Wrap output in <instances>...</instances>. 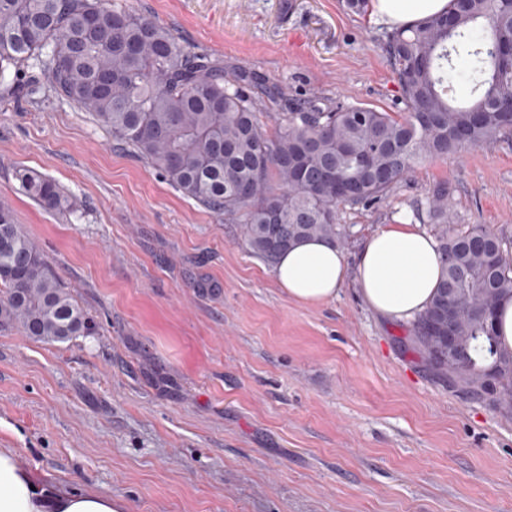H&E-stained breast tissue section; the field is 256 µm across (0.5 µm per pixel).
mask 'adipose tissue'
I'll use <instances>...</instances> for the list:
<instances>
[{
  "label": "adipose tissue",
  "instance_id": "1",
  "mask_svg": "<svg viewBox=\"0 0 512 512\" xmlns=\"http://www.w3.org/2000/svg\"><path fill=\"white\" fill-rule=\"evenodd\" d=\"M450 0H371L376 23L402 29L444 13ZM442 274L434 239L403 221L368 236L355 258L337 246L308 239L292 246L274 269L289 299L319 304L354 279L363 302L374 312L409 321L431 302ZM123 501L107 495L58 490L21 472L12 449L0 448V512H125Z\"/></svg>",
  "mask_w": 512,
  "mask_h": 512
}]
</instances>
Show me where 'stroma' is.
Segmentation results:
<instances>
[{
    "instance_id": "35a3bbf8",
    "label": "stroma",
    "mask_w": 512,
    "mask_h": 512,
    "mask_svg": "<svg viewBox=\"0 0 512 512\" xmlns=\"http://www.w3.org/2000/svg\"><path fill=\"white\" fill-rule=\"evenodd\" d=\"M287 88L397 113L386 26L346 0H110ZM41 172L75 214L21 194ZM448 184L458 224L512 243V139L419 165L382 203L340 209L342 250L414 222ZM0 202L98 325L72 343L0 327V448L127 512H512V412L429 371L346 280L288 299L239 219L187 199L91 116L0 96ZM212 283L202 292L198 281Z\"/></svg>"
}]
</instances>
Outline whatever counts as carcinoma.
Here are the masks:
<instances>
[{"label":"carcinoma","instance_id":"cac0c4a2","mask_svg":"<svg viewBox=\"0 0 512 512\" xmlns=\"http://www.w3.org/2000/svg\"><path fill=\"white\" fill-rule=\"evenodd\" d=\"M512 0H451L447 12L389 36L385 52L403 111L326 106L313 96L267 133L256 112L286 92L224 58L192 54L170 31L107 0H0V94L44 83L91 115L184 196L242 218L247 249L273 267L294 243H334L341 206L381 202L428 159L512 134ZM471 85L470 100L449 95ZM18 189L49 212L76 206L52 179L14 171ZM450 190L436 185L416 218L432 225L442 277L412 324L431 370L471 396L512 408V354L487 319L512 298V252L481 224H455ZM461 348L448 378L436 323ZM48 344L92 336L97 324L0 203V326Z\"/></svg>","mask_w":512,"mask_h":512}]
</instances>
